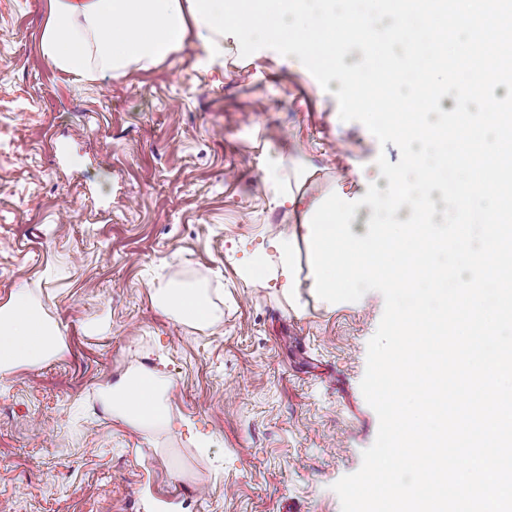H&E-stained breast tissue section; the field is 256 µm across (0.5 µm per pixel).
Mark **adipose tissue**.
<instances>
[{
	"label": "adipose tissue",
	"instance_id": "obj_1",
	"mask_svg": "<svg viewBox=\"0 0 512 512\" xmlns=\"http://www.w3.org/2000/svg\"><path fill=\"white\" fill-rule=\"evenodd\" d=\"M371 0H50L43 34L45 56L75 76L92 78L95 67L115 73L140 63L161 61L183 45L190 29L203 32L206 60L224 54V21H258L264 37L316 48L324 69L336 63L341 47L333 32L355 39L369 22ZM318 17L310 38L304 20ZM156 308L176 322L209 328L218 307L209 289L196 284L153 289ZM63 350L59 327L27 289L0 304V380L41 365ZM171 379L160 369L139 366L120 374L101 393V405L137 430H157L172 422Z\"/></svg>",
	"mask_w": 512,
	"mask_h": 512
}]
</instances>
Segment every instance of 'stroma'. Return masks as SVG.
<instances>
[{
  "mask_svg": "<svg viewBox=\"0 0 512 512\" xmlns=\"http://www.w3.org/2000/svg\"><path fill=\"white\" fill-rule=\"evenodd\" d=\"M49 17L50 0H0V304L30 289L65 343L0 382V512H341L332 486L379 428L360 383L385 302L325 308L284 199L356 201L399 149L342 121L297 57H244L228 35L207 67L193 30L165 60L80 81L43 53ZM180 282L211 289L214 326L153 306ZM156 363L172 430L103 411L105 384ZM284 275L288 278V288H293L294 257L292 238L287 232H280L274 238Z\"/></svg>",
  "mask_w": 512,
  "mask_h": 512,
  "instance_id": "stroma-1",
  "label": "stroma"
}]
</instances>
